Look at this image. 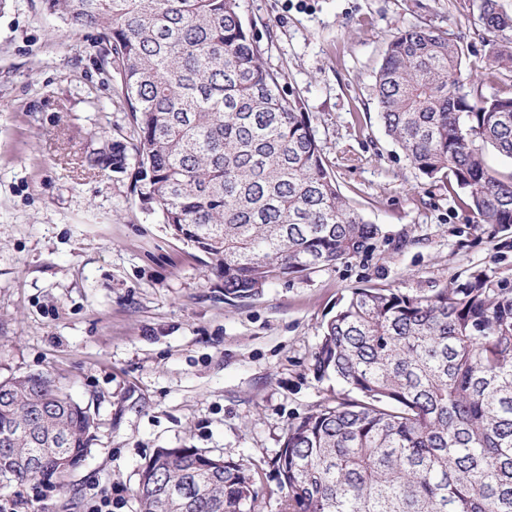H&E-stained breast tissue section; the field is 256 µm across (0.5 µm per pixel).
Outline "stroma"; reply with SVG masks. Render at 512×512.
I'll return each mask as SVG.
<instances>
[{
    "mask_svg": "<svg viewBox=\"0 0 512 512\" xmlns=\"http://www.w3.org/2000/svg\"><path fill=\"white\" fill-rule=\"evenodd\" d=\"M244 24L304 112L341 194L384 237L367 254L224 296L210 259L147 213L118 78L97 32L73 31L41 0L0 8V380L43 374L94 413L90 452L62 490L35 480L1 494L20 512H87L116 487L134 512L160 448L232 457L253 472L256 512H279L272 460L290 423L343 389L311 364L323 323L351 289L415 295L482 269L512 283V230L479 223L464 195L415 170L377 119L387 39L421 25L480 61L479 0H239ZM101 155L85 169V156Z\"/></svg>",
    "mask_w": 512,
    "mask_h": 512,
    "instance_id": "obj_1",
    "label": "stroma"
}]
</instances>
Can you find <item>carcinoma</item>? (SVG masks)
I'll return each instance as SVG.
<instances>
[{"label": "carcinoma", "mask_w": 512, "mask_h": 512, "mask_svg": "<svg viewBox=\"0 0 512 512\" xmlns=\"http://www.w3.org/2000/svg\"><path fill=\"white\" fill-rule=\"evenodd\" d=\"M98 31L100 65L136 133L138 196L214 261L224 296L372 250L382 229L339 192L304 115L243 24L239 0H42ZM481 71L412 25L390 36L375 74L378 114L414 169L448 183L482 224L512 227V13L480 0ZM491 89L486 93L483 88ZM318 377L349 395L291 423L273 460L281 512H512V285L474 270L408 295L358 287L322 326ZM97 423L44 375L0 381V479L63 489ZM251 470L194 448H159L138 512H251Z\"/></svg>", "instance_id": "cac0c4a2"}]
</instances>
